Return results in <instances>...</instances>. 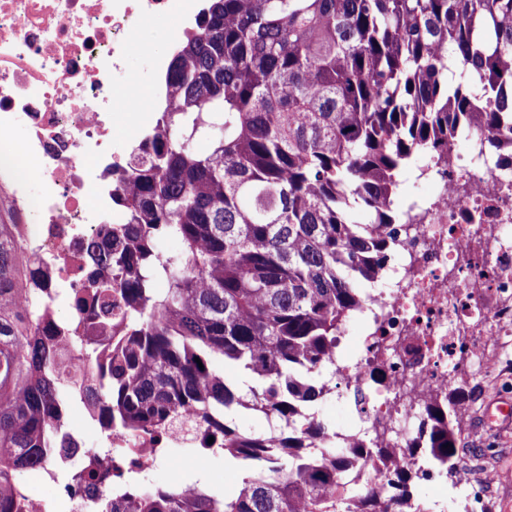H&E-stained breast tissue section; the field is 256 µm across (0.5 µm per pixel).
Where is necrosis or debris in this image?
<instances>
[{"label": "necrosis or debris", "instance_id": "necrosis-or-debris-1", "mask_svg": "<svg viewBox=\"0 0 512 512\" xmlns=\"http://www.w3.org/2000/svg\"><path fill=\"white\" fill-rule=\"evenodd\" d=\"M204 0H0V200L18 220L19 246L35 257L31 290L85 288L90 245L122 216L112 183L156 131L170 55L152 57L129 92L127 63L143 27L193 28ZM415 230L401 235L383 278L357 314L355 354L334 362L331 392H360L355 409L379 448H409L427 400L472 381L512 337V150L490 156L448 148ZM217 451L206 426L155 440L115 438L113 457L174 471L181 449ZM452 474L468 512L494 501L490 466H418L415 479Z\"/></svg>", "mask_w": 512, "mask_h": 512}]
</instances>
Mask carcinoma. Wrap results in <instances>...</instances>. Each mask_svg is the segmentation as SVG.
Instances as JSON below:
<instances>
[{"label":"carcinoma","mask_w":512,"mask_h":512,"mask_svg":"<svg viewBox=\"0 0 512 512\" xmlns=\"http://www.w3.org/2000/svg\"><path fill=\"white\" fill-rule=\"evenodd\" d=\"M157 126L112 193L124 223L98 252L107 274L75 299L80 323L122 327L107 352L80 334L76 348L103 377L102 432L199 418L252 474L227 493L148 488L108 449L56 483L111 480L99 512H405L411 467L396 465V492L367 489L363 449L298 409L328 391L314 374L419 216L396 206L402 171L422 158L426 176L457 132L512 147V0H205ZM13 224L0 215V512H21L20 473L52 466L72 384L41 305L18 307L29 258ZM220 363L260 385L238 394ZM240 408L288 431L242 432ZM454 413L447 398L426 408L427 463L457 455Z\"/></svg>","instance_id":"1"}]
</instances>
